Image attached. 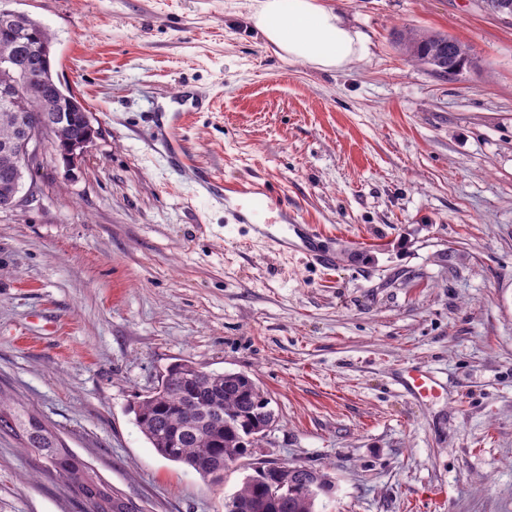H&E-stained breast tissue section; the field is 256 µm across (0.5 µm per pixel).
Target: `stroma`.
<instances>
[{"label":"stroma","mask_w":512,"mask_h":512,"mask_svg":"<svg viewBox=\"0 0 512 512\" xmlns=\"http://www.w3.org/2000/svg\"><path fill=\"white\" fill-rule=\"evenodd\" d=\"M363 60L321 70L250 28V0H6L54 35V69L99 135L45 145L38 197L0 211V392L134 512H224L221 483L156 453L131 406L168 366L241 372L276 415L254 455L329 473L318 512H512V16L484 0H331ZM445 33L443 77L394 43ZM186 113L172 164L161 114ZM316 224L272 247L239 223ZM447 382L426 403L401 369ZM0 512H86L0 435ZM445 36H446V38H448V41L445 40V41L441 42V46H444L446 44L448 45V42H450L451 47L454 49V52H451V51L448 52L447 62H446V58L442 54L440 56H438L434 60V63L436 65L432 66V68L438 69L437 72L447 74L448 77H451L452 75H455L456 73H458L457 71L454 70V68L461 61L463 54H465L467 56L468 61H469V52L470 51H469L468 46L463 44L459 40H457L453 37H450L448 35H445ZM444 63H446V64L444 65ZM440 66H442V67H440ZM438 67H440V68H438ZM264 190L260 187H255L249 191L242 193L245 196H248L253 203V206L246 212L240 213V217L244 220V224H252L254 230L257 231L258 234L263 235L268 238L274 245L287 248L288 247V236L280 235L275 236L270 233L267 229L268 224H260L262 212L264 208V201L257 197L258 194H263Z\"/></svg>","instance_id":"obj_1"}]
</instances>
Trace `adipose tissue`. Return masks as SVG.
<instances>
[{
    "mask_svg": "<svg viewBox=\"0 0 512 512\" xmlns=\"http://www.w3.org/2000/svg\"><path fill=\"white\" fill-rule=\"evenodd\" d=\"M248 20L277 55L322 70L344 68L366 51L329 0H254Z\"/></svg>",
    "mask_w": 512,
    "mask_h": 512,
    "instance_id": "adipose-tissue-1",
    "label": "adipose tissue"
}]
</instances>
